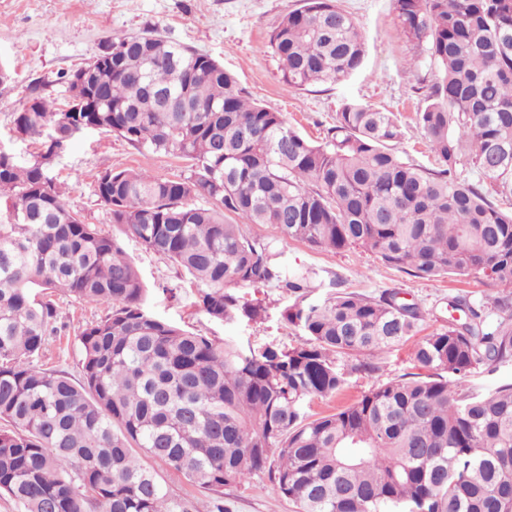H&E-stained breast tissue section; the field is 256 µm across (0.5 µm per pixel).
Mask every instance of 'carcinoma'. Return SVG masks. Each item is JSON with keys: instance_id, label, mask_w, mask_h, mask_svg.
Segmentation results:
<instances>
[{"instance_id": "obj_1", "label": "carcinoma", "mask_w": 512, "mask_h": 512, "mask_svg": "<svg viewBox=\"0 0 512 512\" xmlns=\"http://www.w3.org/2000/svg\"><path fill=\"white\" fill-rule=\"evenodd\" d=\"M435 80L416 125L435 169L397 149V117L347 102L313 143L280 112L248 101L210 56L154 31L107 43L68 78L90 112L41 95L16 129L31 162L0 147V493L19 512H229L224 487L267 473L295 512H512V385L475 394L470 370L512 360V0H391ZM267 47L289 89L360 70L366 42L338 0H301ZM86 130L174 154L190 175L156 179L106 169L95 195L112 223L196 285V304L226 325L265 318L239 287L294 297L287 349L216 340L153 313L118 239L70 209L51 175ZM467 160L474 184L457 175ZM203 198L206 204L195 200ZM267 225L273 238L252 235ZM362 249L428 280L484 275L491 310L466 295L464 320L420 337L427 371L374 387L315 417L310 402L345 385L341 355L375 356L418 336L424 315L398 291L322 287L288 270L278 243ZM64 295L111 312L77 334L79 377L34 360ZM497 316L491 320V316ZM211 498L176 494L137 454Z\"/></svg>"}]
</instances>
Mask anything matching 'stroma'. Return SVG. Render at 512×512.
I'll use <instances>...</instances> for the list:
<instances>
[{
    "mask_svg": "<svg viewBox=\"0 0 512 512\" xmlns=\"http://www.w3.org/2000/svg\"><path fill=\"white\" fill-rule=\"evenodd\" d=\"M339 4L366 36L362 68L335 84L291 90L283 85L279 63L266 43L280 19L299 7V0H0V61L8 62L13 71L12 81L0 85V145L22 159H30L34 147L17 137L14 117L28 103L32 86H40L43 96L63 102L68 76L96 56L107 39L153 30L220 62L253 101L282 113L307 139L320 140L347 101L396 113L404 133L399 151L416 164L436 167V158L413 121L434 81L433 67L421 58L417 43L402 33L390 0H339ZM107 168L134 169L159 179L190 173L185 160L136 149L111 133L89 130L76 135L53 174L66 188L67 205L111 233L116 227L95 195L96 177ZM120 244L138 266L148 305L157 315L219 340L233 336L282 347L298 342L299 331L280 316L291 302L281 289H241V296L265 304L269 316L258 324L227 326L210 320L196 307L194 284L180 277L164 259L138 241L124 237ZM282 251L288 267L315 271L323 281L338 277L343 289L367 296L386 289L400 291L406 302L418 304L424 312L423 329L427 332L445 324L449 298L465 294L473 301L489 304L497 295L496 287L481 275L463 281L422 279L385 266L376 255L354 249L336 253L291 240L283 244ZM56 305L58 332L47 338L38 362L74 375L80 359L78 331L105 317L109 309L66 296L57 297ZM413 350L409 342L378 354L375 361L379 370L370 377L355 372L356 358H338L336 365L346 379L343 391L333 399L312 402L309 413L331 412L375 386L408 377L417 370ZM224 503L230 512H294L293 504L277 493L264 474L248 484L225 487Z\"/></svg>",
    "mask_w": 512,
    "mask_h": 512,
    "instance_id": "1",
    "label": "stroma"
}]
</instances>
